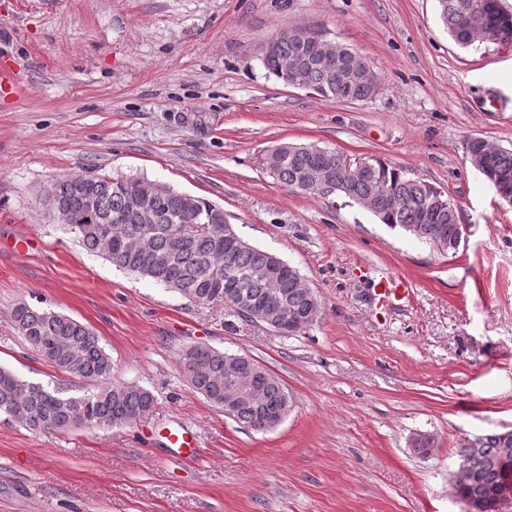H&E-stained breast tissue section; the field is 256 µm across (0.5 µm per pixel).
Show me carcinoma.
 Returning <instances> with one entry per match:
<instances>
[{
  "mask_svg": "<svg viewBox=\"0 0 512 512\" xmlns=\"http://www.w3.org/2000/svg\"><path fill=\"white\" fill-rule=\"evenodd\" d=\"M449 36L462 48L483 43L512 45V13L500 9L498 24L482 9L483 0H437ZM326 38L321 34L288 32L260 51L269 74L284 80L282 64L289 59L305 62L306 82L301 88L323 97L360 102L373 97L379 77L369 64H351L356 53L336 45L343 67L320 63ZM475 149L492 162L496 178L512 187V150L478 138ZM268 174L289 189L311 197L339 194L366 205L383 224L399 226L443 251L458 248L455 241L462 224L454 203L440 188L406 176L384 160L367 156L349 158L315 143H283L270 151ZM142 178L97 175L64 176L47 189L50 199L79 214L94 196L98 219L94 223L68 224L89 252L113 266L161 284L193 303H222L241 291L260 303L275 288L281 305L302 319L321 308L314 292L296 281L285 261L250 244L230 225L224 209L210 201L175 191L161 184L164 204L150 210L140 202L137 185ZM18 331L30 346L57 370L97 384L95 390L71 396L29 383L0 367V417L22 424L34 434L67 432L82 426L100 429L131 426L154 405V395L136 385L114 384L112 358L88 326L52 310L20 304L13 311ZM244 371L260 376L259 386H245L242 399L229 407L232 418L250 429L270 411H290L288 393L273 372L253 358L241 356ZM181 361L190 385L213 405L224 406L225 353L211 346L184 350ZM471 476L453 485L459 501L479 498L485 512H498L499 494L512 492V449L502 444V434L485 435L468 449Z\"/></svg>",
  "mask_w": 512,
  "mask_h": 512,
  "instance_id": "obj_1",
  "label": "carcinoma"
}]
</instances>
